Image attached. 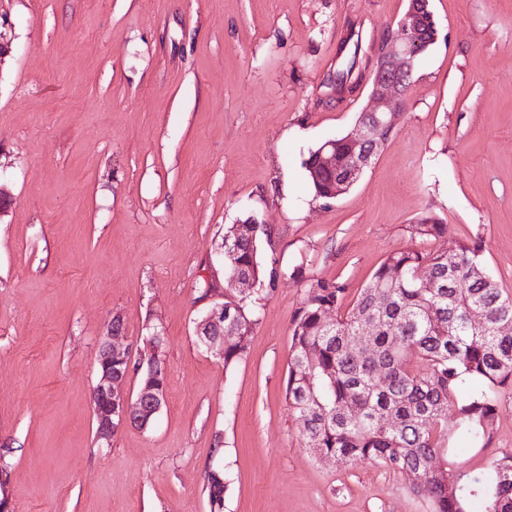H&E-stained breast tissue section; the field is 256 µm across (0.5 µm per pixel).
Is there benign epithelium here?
Listing matches in <instances>:
<instances>
[{
	"label": "benign epithelium",
	"mask_w": 512,
	"mask_h": 512,
	"mask_svg": "<svg viewBox=\"0 0 512 512\" xmlns=\"http://www.w3.org/2000/svg\"><path fill=\"white\" fill-rule=\"evenodd\" d=\"M429 0H409V7L398 22L400 33L387 31L379 39L373 52L370 70L369 105L363 116L348 133L353 146L352 168L361 174L370 167L382 141L374 138L369 120L385 115L404 114L412 87L411 78L416 68L417 35L423 25L437 29L434 15L428 9ZM333 141H327L319 151L320 168L336 171V152L331 150ZM197 342L208 350L224 343V303L216 302L195 324ZM122 326L117 319L109 321L105 336L96 356L98 379L93 387L91 401L96 425L97 441L108 445L114 433L128 423H148L161 410L166 395L167 379L163 364L150 358L138 363L136 371L145 372L149 382L132 395L125 383L129 372L112 370L114 361H131V350L126 344Z\"/></svg>",
	"instance_id": "7a95c632"
}]
</instances>
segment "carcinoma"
<instances>
[{
  "instance_id": "1",
  "label": "carcinoma",
  "mask_w": 512,
  "mask_h": 512,
  "mask_svg": "<svg viewBox=\"0 0 512 512\" xmlns=\"http://www.w3.org/2000/svg\"><path fill=\"white\" fill-rule=\"evenodd\" d=\"M336 173L318 169L317 151L303 162L314 197L325 203L335 179L353 185L352 147L336 138ZM443 219L425 213L409 225L413 239L441 238ZM271 243L267 225L253 238L224 232V279L253 281L247 293L224 296V366L242 357L258 322L255 295L288 274L261 256ZM426 276L429 287L420 286ZM342 283L309 286L293 323L288 364V401L300 421L307 448L344 462L376 461L408 480L430 512H512V461L496 460L484 471L466 473L449 450L490 445L498 400L493 389L512 382V334L495 325L512 321V295L488 272L476 240L457 249L424 253L410 247L390 252L352 308L341 313ZM482 307L488 321L474 327L468 310ZM373 335L354 350L349 342L361 323ZM317 353L310 359L308 351ZM426 366L412 369L414 361ZM228 475L209 474L210 503H221Z\"/></svg>"
}]
</instances>
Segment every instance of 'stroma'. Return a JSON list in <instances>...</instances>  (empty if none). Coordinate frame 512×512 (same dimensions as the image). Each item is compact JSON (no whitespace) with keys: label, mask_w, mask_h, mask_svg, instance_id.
Returning <instances> with one entry per match:
<instances>
[{"label":"stroma","mask_w":512,"mask_h":512,"mask_svg":"<svg viewBox=\"0 0 512 512\" xmlns=\"http://www.w3.org/2000/svg\"><path fill=\"white\" fill-rule=\"evenodd\" d=\"M400 125L331 203L303 159L346 134L367 88L329 76L372 46L407 0H0V467L10 512H210L208 475L232 477L223 512H427L406 478L341 465L301 439L286 385L309 285L354 301L391 251L481 240L512 294V0H430ZM448 233L410 239L425 212ZM257 213L267 261L244 355L203 351L196 320L224 280V227ZM119 318L133 361L163 336L166 399L145 428L95 439L97 347ZM486 449L512 458V385Z\"/></svg>","instance_id":"obj_1"}]
</instances>
